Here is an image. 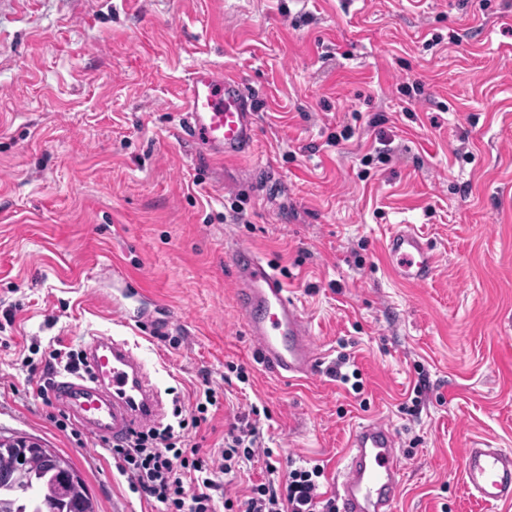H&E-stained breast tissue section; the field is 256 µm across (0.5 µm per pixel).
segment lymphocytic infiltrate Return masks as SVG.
Returning a JSON list of instances; mask_svg holds the SVG:
<instances>
[{
	"label": "lymphocytic infiltrate",
	"instance_id": "obj_1",
	"mask_svg": "<svg viewBox=\"0 0 512 512\" xmlns=\"http://www.w3.org/2000/svg\"><path fill=\"white\" fill-rule=\"evenodd\" d=\"M203 395L192 408L175 405L172 423L132 432L119 444L103 440V449L133 492L162 504L163 512H336L335 497L321 490V465L298 466L280 474L255 422L258 407L228 423L220 466H213L199 449L187 447V431L205 423L209 407L217 403L214 389L204 388ZM259 455L268 459L265 481L251 485L241 496L229 497L220 475L234 474Z\"/></svg>",
	"mask_w": 512,
	"mask_h": 512
}]
</instances>
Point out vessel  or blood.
I'll list each match as a JSON object with an SVG mask.
<instances>
[{
  "instance_id": "b4317fda",
  "label": "vessel or blood",
  "mask_w": 512,
  "mask_h": 512,
  "mask_svg": "<svg viewBox=\"0 0 512 512\" xmlns=\"http://www.w3.org/2000/svg\"><path fill=\"white\" fill-rule=\"evenodd\" d=\"M189 116L186 135L211 158L233 159L252 147L256 118L239 82L208 66L195 68L184 89ZM387 267L399 280L423 284L433 278L438 256L411 225L386 239ZM237 309L265 370L279 380H306L321 364L308 318L289 296L268 262L249 248L232 253ZM84 355L88 373L66 374L54 398L94 436L122 441L130 430L157 422L164 403L129 342L105 334L90 336ZM403 471L397 436L376 420L355 427L337 476L340 512H394ZM468 489L490 506L512 504V451L472 445L463 452Z\"/></svg>"
}]
</instances>
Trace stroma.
Listing matches in <instances>:
<instances>
[{"label": "stroma", "mask_w": 512, "mask_h": 512, "mask_svg": "<svg viewBox=\"0 0 512 512\" xmlns=\"http://www.w3.org/2000/svg\"><path fill=\"white\" fill-rule=\"evenodd\" d=\"M200 65L257 114L239 160L176 134ZM401 224L435 248L427 283L387 269ZM236 246L282 271L313 379L258 363ZM94 333L145 361L164 422L202 378L225 389L188 434L201 453L263 406L274 460L318 461L332 494L351 430L381 420L403 462L395 512H496L462 455L512 450V0H0V436L69 457L96 512H161L97 438L60 427L27 368ZM344 354L361 391L325 372ZM229 363L246 383L225 386Z\"/></svg>", "instance_id": "obj_1"}]
</instances>
